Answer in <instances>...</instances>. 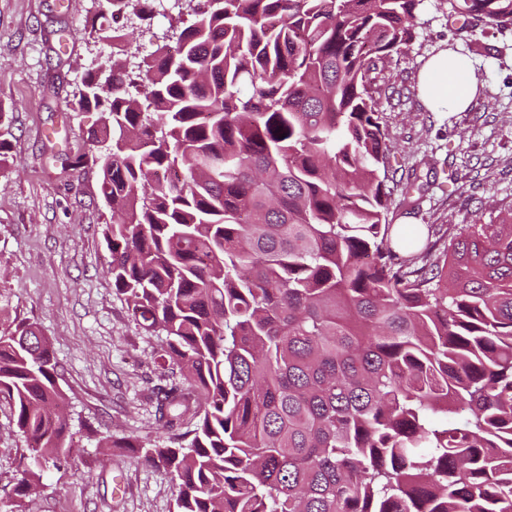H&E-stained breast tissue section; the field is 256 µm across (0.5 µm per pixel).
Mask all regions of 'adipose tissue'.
<instances>
[{
  "label": "adipose tissue",
  "mask_w": 512,
  "mask_h": 512,
  "mask_svg": "<svg viewBox=\"0 0 512 512\" xmlns=\"http://www.w3.org/2000/svg\"><path fill=\"white\" fill-rule=\"evenodd\" d=\"M420 93L432 111L465 110L478 93L470 61L451 50H441L429 59L421 74Z\"/></svg>",
  "instance_id": "1"
}]
</instances>
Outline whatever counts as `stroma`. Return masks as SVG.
Returning <instances> with one entry per match:
<instances>
[{"instance_id": "stroma-1", "label": "stroma", "mask_w": 512, "mask_h": 512, "mask_svg": "<svg viewBox=\"0 0 512 512\" xmlns=\"http://www.w3.org/2000/svg\"><path fill=\"white\" fill-rule=\"evenodd\" d=\"M105 0H0V109L11 119L0 170V330L35 324L50 343L65 396L70 455L39 492L14 493L27 444L0 399V512H175L178 486L106 437L163 444L153 390L160 343L133 318L106 272L111 213L96 166L98 112L74 109L82 77L108 66V42L68 40ZM466 56L479 93L465 111H431L419 74L439 50ZM391 140L396 223L462 226L512 219V29L448 19L424 0L415 36L369 73ZM415 206L401 213L404 194Z\"/></svg>"}]
</instances>
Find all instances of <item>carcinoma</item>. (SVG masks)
I'll return each mask as SVG.
<instances>
[{
	"instance_id": "carcinoma-1",
	"label": "carcinoma",
	"mask_w": 512,
	"mask_h": 512,
	"mask_svg": "<svg viewBox=\"0 0 512 512\" xmlns=\"http://www.w3.org/2000/svg\"><path fill=\"white\" fill-rule=\"evenodd\" d=\"M105 2L145 21L155 0ZM194 2L137 62L81 29L114 48L74 107L101 113L106 271L163 337L166 444L113 447L174 475L176 512H512V222L423 243L389 218L368 72L423 0ZM442 4L512 25V0ZM55 371L35 326L0 331L18 496L70 451Z\"/></svg>"
}]
</instances>
